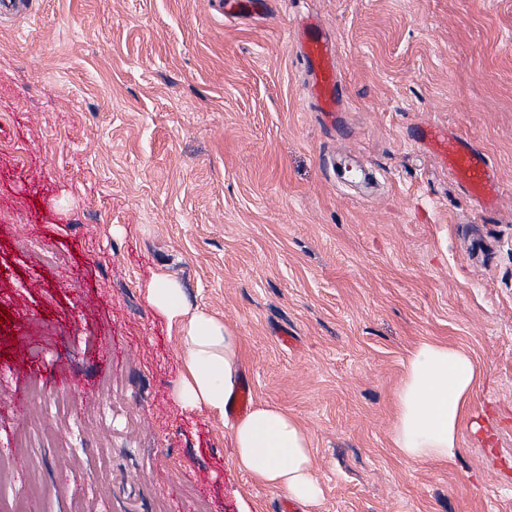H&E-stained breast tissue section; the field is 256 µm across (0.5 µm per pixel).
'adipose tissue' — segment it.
Returning <instances> with one entry per match:
<instances>
[{"instance_id":"1","label":"adipose tissue","mask_w":512,"mask_h":512,"mask_svg":"<svg viewBox=\"0 0 512 512\" xmlns=\"http://www.w3.org/2000/svg\"><path fill=\"white\" fill-rule=\"evenodd\" d=\"M145 293L159 316L179 325L184 356L172 388L175 401L188 412H224L239 382V336L206 310L191 307L180 284L165 274H153ZM486 376L485 367L457 348L435 340L418 343L395 395L392 439L401 455L412 462L453 460L473 394ZM231 445L240 473L303 505L319 501L310 437L284 410L256 405L233 425Z\"/></svg>"}]
</instances>
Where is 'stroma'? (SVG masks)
<instances>
[{
  "label": "stroma",
  "mask_w": 512,
  "mask_h": 512,
  "mask_svg": "<svg viewBox=\"0 0 512 512\" xmlns=\"http://www.w3.org/2000/svg\"><path fill=\"white\" fill-rule=\"evenodd\" d=\"M308 14L336 40L344 134L305 91ZM427 125L486 153L493 208L411 139ZM351 151L371 187L324 166ZM157 271L239 336L254 403L308 431L309 512H512V0H32L0 25V495L27 512H272L233 417L172 397ZM424 340L488 370L449 462L392 443Z\"/></svg>",
  "instance_id": "obj_1"
}]
</instances>
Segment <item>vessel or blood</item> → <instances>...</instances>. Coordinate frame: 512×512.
I'll use <instances>...</instances> for the list:
<instances>
[{"mask_svg":"<svg viewBox=\"0 0 512 512\" xmlns=\"http://www.w3.org/2000/svg\"><path fill=\"white\" fill-rule=\"evenodd\" d=\"M298 61L318 111L327 116L344 112L346 100L337 65L336 41L314 18L299 19L293 30ZM419 140L435 150L449 173L481 207L494 203L499 191L496 171L484 152L466 137L439 127L419 129Z\"/></svg>","mask_w":512,"mask_h":512,"instance_id":"1","label":"vessel or blood"}]
</instances>
